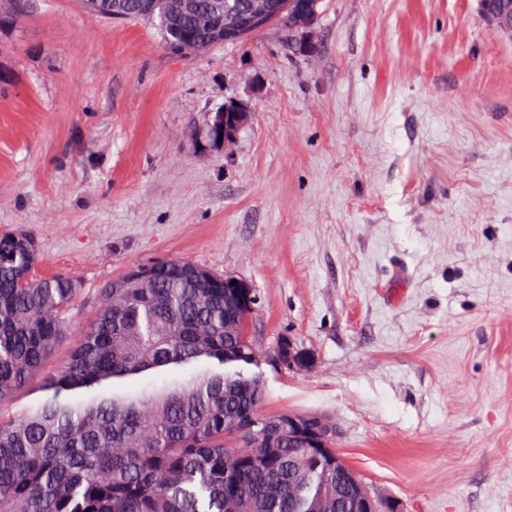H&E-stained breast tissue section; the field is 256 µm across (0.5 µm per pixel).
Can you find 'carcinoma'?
I'll return each mask as SVG.
<instances>
[{"instance_id": "1", "label": "carcinoma", "mask_w": 512, "mask_h": 512, "mask_svg": "<svg viewBox=\"0 0 512 512\" xmlns=\"http://www.w3.org/2000/svg\"><path fill=\"white\" fill-rule=\"evenodd\" d=\"M92 15L154 23L179 54L224 42L228 15L251 0H81ZM29 0H0V29L29 13ZM276 22L292 37L307 27L288 12ZM36 241L0 234V402L24 390L71 348L49 380L53 395L17 420H0V512H345L336 466L264 429L255 376L193 372L159 390L72 401L81 389L224 352L255 358L244 335L252 307L226 302L224 276L180 259L151 276L122 272L98 290L90 321L69 312L80 288L63 274L33 276Z\"/></svg>"}]
</instances>
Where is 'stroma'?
Masks as SVG:
<instances>
[{
	"label": "stroma",
	"instance_id": "1",
	"mask_svg": "<svg viewBox=\"0 0 512 512\" xmlns=\"http://www.w3.org/2000/svg\"><path fill=\"white\" fill-rule=\"evenodd\" d=\"M303 39L174 55L31 0L0 33V233L80 324L131 266L242 281L261 413L334 423L383 512H512V42L478 0H323ZM229 103L248 122L202 143Z\"/></svg>",
	"mask_w": 512,
	"mask_h": 512
}]
</instances>
